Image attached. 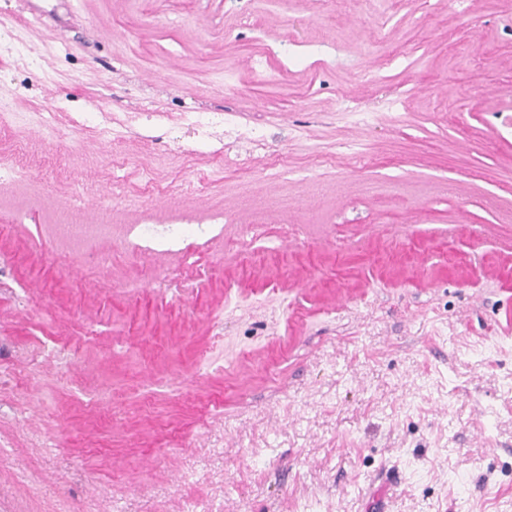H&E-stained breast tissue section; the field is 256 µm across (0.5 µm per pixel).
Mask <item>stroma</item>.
I'll use <instances>...</instances> for the list:
<instances>
[{
    "instance_id": "35a3bbf8",
    "label": "stroma",
    "mask_w": 512,
    "mask_h": 512,
    "mask_svg": "<svg viewBox=\"0 0 512 512\" xmlns=\"http://www.w3.org/2000/svg\"><path fill=\"white\" fill-rule=\"evenodd\" d=\"M0 103V512H512V0H0ZM184 123L197 131L202 138L208 137L210 130L224 125V132L230 133L235 120L227 113L218 112H187L183 117ZM47 236L54 240L63 239L78 251H89L97 259L98 269H104L110 254L107 246L112 244V224H59L46 229ZM139 242L134 243V248L144 247L155 252H167L177 246L185 235V229L179 225H169L159 229L153 225H137L134 227Z\"/></svg>"
}]
</instances>
